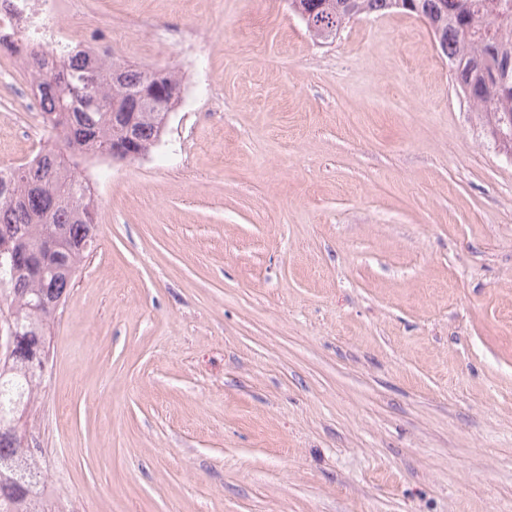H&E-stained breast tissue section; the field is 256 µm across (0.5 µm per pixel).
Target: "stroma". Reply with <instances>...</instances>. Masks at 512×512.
<instances>
[{"label": "stroma", "instance_id": "obj_1", "mask_svg": "<svg viewBox=\"0 0 512 512\" xmlns=\"http://www.w3.org/2000/svg\"><path fill=\"white\" fill-rule=\"evenodd\" d=\"M184 86L92 183L27 430L64 512H512V162L419 16L63 0ZM162 29L136 50L132 18ZM194 34L197 57L184 50ZM0 83V165L31 154Z\"/></svg>", "mask_w": 512, "mask_h": 512}]
</instances>
